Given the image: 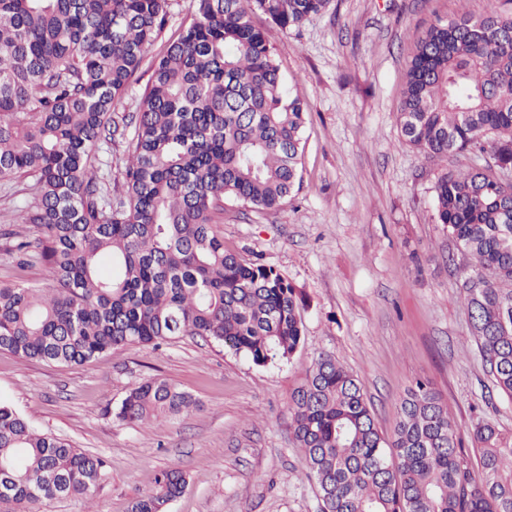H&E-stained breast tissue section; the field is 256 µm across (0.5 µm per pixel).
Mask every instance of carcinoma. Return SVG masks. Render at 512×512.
Listing matches in <instances>:
<instances>
[{
    "label": "carcinoma",
    "instance_id": "1",
    "mask_svg": "<svg viewBox=\"0 0 512 512\" xmlns=\"http://www.w3.org/2000/svg\"><path fill=\"white\" fill-rule=\"evenodd\" d=\"M154 61L139 111L115 101L168 21L169 0H0V178L28 180L16 223L38 236L42 286L0 281V350L82 365L191 334L261 365L291 358L303 296L281 273L224 247L213 216L232 198L279 208L300 183L305 104L288 87L257 10L288 29L330 0H194ZM512 14L495 3L419 36L399 107L404 141L431 159L490 149L512 167ZM494 134L486 142L484 136ZM128 141L124 191L100 181L93 154ZM435 221L480 269L468 288L471 335L494 387L512 397V184L487 168L445 169ZM162 378L131 388L117 417L163 421L195 407ZM294 441L323 512H512V437L473 434L478 471L441 396L416 383L391 441L361 383L318 359L288 400ZM105 461L34 430L0 401V503L42 512L87 498ZM157 473L130 512H166L185 491Z\"/></svg>",
    "mask_w": 512,
    "mask_h": 512
}]
</instances>
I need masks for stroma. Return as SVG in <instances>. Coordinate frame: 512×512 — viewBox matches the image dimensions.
I'll use <instances>...</instances> for the list:
<instances>
[{"label":"stroma","instance_id":"35a3bbf8","mask_svg":"<svg viewBox=\"0 0 512 512\" xmlns=\"http://www.w3.org/2000/svg\"><path fill=\"white\" fill-rule=\"evenodd\" d=\"M487 7L488 0H330L288 30L254 14L281 75L307 104L301 185L279 210L228 201L215 221L225 248L304 291L301 344L291 359L265 365L191 335L69 367L0 351V400L36 431L107 463L91 498L59 499L45 512H130L163 469L187 479L169 512H321L288 399L323 356L360 381L384 437L393 435L400 398L419 382L442 397L464 445L483 421L512 436V398L495 389L470 335L465 294L475 269L434 219L441 170L484 168L493 158H426L405 143L397 121L416 38L436 20ZM194 8V0H169L163 37L116 112L138 110L153 56ZM33 200L29 182L0 179V281H46L45 265L18 267L1 235ZM152 376L191 393L197 407L162 423L119 420L126 393Z\"/></svg>","mask_w":512,"mask_h":512}]
</instances>
